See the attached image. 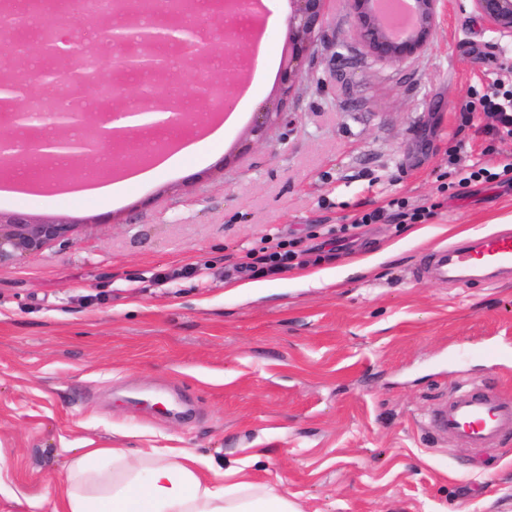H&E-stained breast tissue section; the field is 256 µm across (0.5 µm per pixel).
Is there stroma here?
<instances>
[{"label": "stroma", "mask_w": 512, "mask_h": 512, "mask_svg": "<svg viewBox=\"0 0 512 512\" xmlns=\"http://www.w3.org/2000/svg\"><path fill=\"white\" fill-rule=\"evenodd\" d=\"M185 22L209 39L173 79L203 112L225 60L254 51L225 16ZM499 82L512 85V36L473 0H441L432 41L399 62L371 56L329 0L290 122L266 139L247 114L218 154L112 208L42 184L0 195V215L81 226L0 265V512H38L28 498L58 492L83 448H182L302 512H512V442L476 454L423 424L464 380L512 393V274L418 271L492 219L512 228V183L462 188L448 166L456 148L493 172L512 156V135L489 139L486 117L460 112ZM393 200L433 215L326 244ZM269 238L302 262L256 289L244 265ZM318 271L332 283L303 281ZM486 345L504 358L476 356Z\"/></svg>", "instance_id": "stroma-1"}]
</instances>
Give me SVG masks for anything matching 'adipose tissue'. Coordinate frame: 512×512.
Instances as JSON below:
<instances>
[{
  "label": "adipose tissue",
  "instance_id": "1",
  "mask_svg": "<svg viewBox=\"0 0 512 512\" xmlns=\"http://www.w3.org/2000/svg\"><path fill=\"white\" fill-rule=\"evenodd\" d=\"M222 465L180 448H87L72 457L48 512H300L275 488L225 484Z\"/></svg>",
  "mask_w": 512,
  "mask_h": 512
}]
</instances>
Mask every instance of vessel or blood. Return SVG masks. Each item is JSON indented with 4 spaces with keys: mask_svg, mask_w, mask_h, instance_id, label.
I'll use <instances>...</instances> for the list:
<instances>
[{
    "mask_svg": "<svg viewBox=\"0 0 512 512\" xmlns=\"http://www.w3.org/2000/svg\"><path fill=\"white\" fill-rule=\"evenodd\" d=\"M512 270V229L478 234L465 243L437 251L422 269L440 280L495 276ZM438 441L475 451L495 448L512 439V394L486 385L463 383L440 398L425 418Z\"/></svg>",
    "mask_w": 512,
    "mask_h": 512,
    "instance_id": "vessel-or-blood-1",
    "label": "vessel or blood"
}]
</instances>
